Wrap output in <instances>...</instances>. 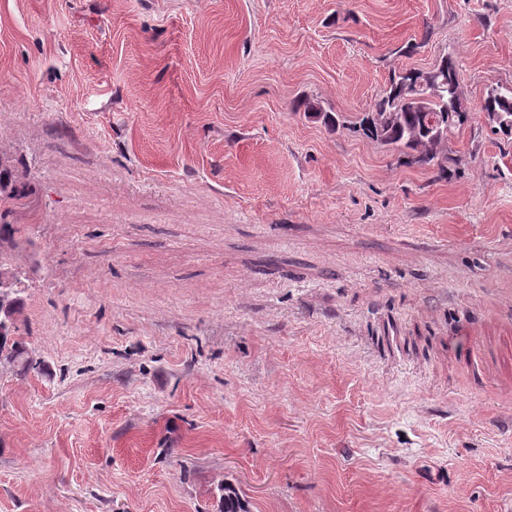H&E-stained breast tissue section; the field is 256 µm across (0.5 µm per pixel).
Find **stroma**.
<instances>
[{"label": "stroma", "mask_w": 512, "mask_h": 512, "mask_svg": "<svg viewBox=\"0 0 512 512\" xmlns=\"http://www.w3.org/2000/svg\"><path fill=\"white\" fill-rule=\"evenodd\" d=\"M448 55V173L354 132ZM496 85L512 0H0V512H512ZM14 224L2 223L0 213V329L1 318L6 323L4 334L0 330V357L14 362L22 361L25 370H37L39 366L25 358L23 343L16 338L19 327L17 315L20 313L22 300L19 294L24 288V272L13 266L10 262L13 253L23 246L22 240L17 236Z\"/></svg>", "instance_id": "stroma-1"}]
</instances>
